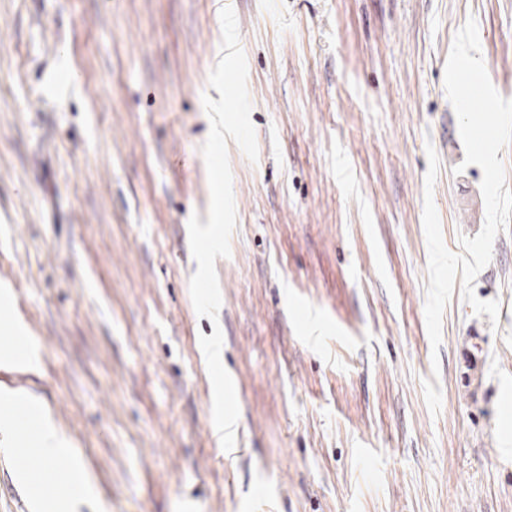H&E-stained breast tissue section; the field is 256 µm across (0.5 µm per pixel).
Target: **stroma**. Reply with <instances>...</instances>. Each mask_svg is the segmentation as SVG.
Listing matches in <instances>:
<instances>
[{"label": "stroma", "instance_id": "1", "mask_svg": "<svg viewBox=\"0 0 512 512\" xmlns=\"http://www.w3.org/2000/svg\"><path fill=\"white\" fill-rule=\"evenodd\" d=\"M226 6L259 157L228 145L213 322L187 224L209 207L202 96ZM471 18L512 99V0H0V352L17 327L38 355L0 393L33 397L72 448L39 486L0 432V512L53 504L77 467L95 487L78 512H512V231L474 282L498 322L454 291L435 350L424 315L427 147L446 247L485 221L443 82ZM217 329L229 452L199 343Z\"/></svg>", "mask_w": 512, "mask_h": 512}]
</instances>
